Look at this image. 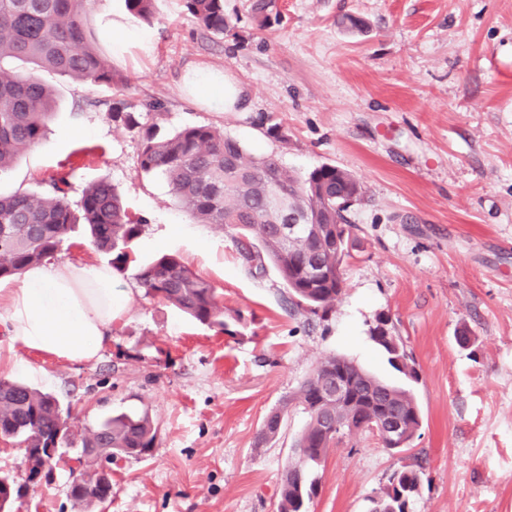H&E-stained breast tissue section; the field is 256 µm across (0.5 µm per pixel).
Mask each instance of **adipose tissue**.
<instances>
[{"instance_id":"adipose-tissue-1","label":"adipose tissue","mask_w":512,"mask_h":512,"mask_svg":"<svg viewBox=\"0 0 512 512\" xmlns=\"http://www.w3.org/2000/svg\"><path fill=\"white\" fill-rule=\"evenodd\" d=\"M187 82L214 111L246 109L247 91L241 84L199 71L190 73ZM127 304L115 272L104 263L44 262L23 273L21 287L0 285V308L11 336L27 348L75 363L96 360Z\"/></svg>"}]
</instances>
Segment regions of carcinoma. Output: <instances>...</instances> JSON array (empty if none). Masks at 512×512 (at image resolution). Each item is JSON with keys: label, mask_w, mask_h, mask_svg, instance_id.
Returning <instances> with one entry per match:
<instances>
[{"label": "carcinoma", "mask_w": 512, "mask_h": 512, "mask_svg": "<svg viewBox=\"0 0 512 512\" xmlns=\"http://www.w3.org/2000/svg\"><path fill=\"white\" fill-rule=\"evenodd\" d=\"M155 0H126L134 15L148 18ZM188 14L214 33L231 31L224 15V0H183ZM88 0H0V172L11 167L27 149L40 143L52 114L51 90L39 76L54 72L89 85H124L126 79L91 42L86 33ZM33 65L29 71H8L13 61ZM114 121L133 131L138 121L123 102L112 104ZM139 165L143 172H161L176 203L201 224L224 228L242 261L250 269L265 270L270 262L288 289L291 303L311 313L333 310L342 295L341 283L350 257L352 224L346 199L363 198L362 185L349 172L322 165L301 176L288 170L273 155L248 158L243 144L223 130L209 125L185 126L158 138L141 132ZM69 180L56 176L43 181L37 192L0 195V280L14 279L37 263L53 258L77 225L84 226L89 244L112 256V266L121 269L130 262V244L143 224L130 214L117 189L100 180L90 185L77 205L68 200ZM280 194L298 211L304 222L322 232L312 245L315 274H302L294 264L292 247L273 231L276 218L270 199ZM143 296L169 304L195 321L227 329L224 306L216 289L175 254H163L143 265L136 274ZM370 339L384 350L389 364L415 379L413 358L394 328L383 325L370 330ZM342 370L352 381L354 402H321L320 391L329 375ZM402 422L397 440L382 436L372 418L377 416L376 398ZM302 407L307 423L295 441L300 454L284 468L279 482L278 512H307L316 495V470L329 448L337 443L328 434L327 419L346 420L361 416L367 423L355 424L348 434L368 431L380 437L385 448L400 451L411 447L422 425V413L407 389L385 383L345 357L323 358L314 372L289 396ZM0 435L25 443L29 448L63 446L80 441L77 461H93L88 448H110L112 453L139 458L155 447L157 428L148 412L120 413L76 438L70 408L52 394L23 383L0 379ZM425 473L417 463H404L393 470L387 484L371 499V512H411ZM78 504L89 509L112 499V481L98 488L94 498L72 488ZM21 496L15 482L0 483V512H10Z\"/></svg>", "instance_id": "carcinoma-1"}]
</instances>
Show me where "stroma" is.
I'll list each match as a JSON object with an SVG mask.
<instances>
[{
	"label": "stroma",
	"mask_w": 512,
	"mask_h": 512,
	"mask_svg": "<svg viewBox=\"0 0 512 512\" xmlns=\"http://www.w3.org/2000/svg\"><path fill=\"white\" fill-rule=\"evenodd\" d=\"M251 3L224 0L234 32L221 36L182 0H155L147 20L125 0H92L94 43L127 87L43 73L55 92L45 136L0 172V192L37 190L64 170L75 202L104 178L144 228L135 264L118 274L129 307L98 358L28 349L0 316V378L57 396L79 431L149 412L155 448L113 466L112 499L90 512H278L307 422L286 399L321 359L344 356L410 389L423 422L403 454L367 432L343 437L308 512H368L416 457L425 478L413 512H512V0H277L264 23ZM345 14L365 30L340 27ZM194 68L241 82L247 110L216 112L192 95L183 75ZM120 99L160 137L211 125L297 174L323 164L353 174L364 199L348 213L356 229L333 311L293 309L274 268L251 274L223 229L196 223L162 175L144 173L139 137L108 116ZM167 253L214 284L227 331L144 298L137 266ZM381 318L417 380L370 341ZM279 406L280 434L256 447ZM3 474L26 490L13 512H81L66 466L32 480L23 451L0 447Z\"/></svg>",
	"instance_id": "35a3bbf8"
}]
</instances>
